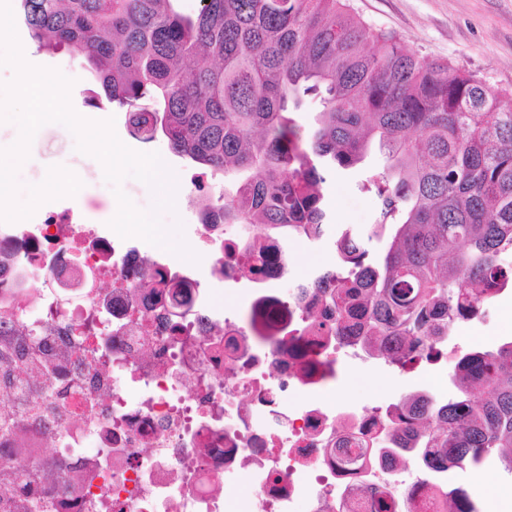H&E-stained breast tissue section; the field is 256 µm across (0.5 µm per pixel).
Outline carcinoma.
I'll return each instance as SVG.
<instances>
[{
    "label": "carcinoma",
    "mask_w": 512,
    "mask_h": 512,
    "mask_svg": "<svg viewBox=\"0 0 512 512\" xmlns=\"http://www.w3.org/2000/svg\"><path fill=\"white\" fill-rule=\"evenodd\" d=\"M17 2L39 47L84 57L91 103L125 111L144 143L163 135L200 175L224 176L215 201L196 183L200 223L333 242L335 263L312 279L329 314H308L304 328L336 347L394 364L437 359L458 320L512 287V91L419 58L347 0H209L193 15L176 0ZM309 95L321 110L306 129L296 114ZM374 146L388 165L359 187L376 198L375 223H330L323 184ZM383 240L378 253L372 243ZM0 327L19 336L1 357L50 371L29 325L6 312ZM452 383L453 399L414 393L390 405L362 454L411 455L439 472L495 457L512 473V340L457 356ZM43 409L1 400L0 434ZM29 478L0 456V512H52L48 495L15 496ZM434 493L371 508L481 512L462 488L442 482Z\"/></svg>",
    "instance_id": "carcinoma-1"
}]
</instances>
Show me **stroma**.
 Returning a JSON list of instances; mask_svg holds the SVG:
<instances>
[{"label": "stroma", "mask_w": 512, "mask_h": 512, "mask_svg": "<svg viewBox=\"0 0 512 512\" xmlns=\"http://www.w3.org/2000/svg\"><path fill=\"white\" fill-rule=\"evenodd\" d=\"M349 4L369 24L398 34L417 55L475 73L492 89L512 90V0H349ZM22 46L35 61L73 78L72 106L78 114L90 112L88 97L93 79L81 55L67 49H40L28 36L24 37ZM100 110L114 117L116 134L125 145L139 152L159 153L174 171L182 192V204L176 213H163L162 220L168 226L182 221L187 243L193 250H200L199 218L194 203L196 192L191 184L194 168L170 150L165 138L159 137L150 143L133 138L128 132L124 111L107 104L101 105ZM361 177V172L355 171L328 180L324 190L325 205L333 223L358 228L374 223L376 202L371 195L358 190L356 183ZM81 192L84 206H75L64 199L50 201L37 209L32 223H43L48 212L68 211L78 228L111 235L110 217L104 212L103 200L113 197L112 186L103 180H87ZM290 244L291 278L312 279L334 261L329 246L310 245L295 236L291 237ZM195 272L219 317L246 318L253 292L251 282L243 279L223 284L204 261L196 265ZM473 336L480 337L485 348L512 338V288L496 298L493 309L469 321L467 331L455 329L449 333V352L468 349ZM451 374L452 362L444 358L403 371L365 355L355 358L342 353L338 356L337 377L329 383L322 397L327 403H338L344 409L357 412L373 407L386 408L400 395L416 391L448 399L456 395Z\"/></svg>", "instance_id": "stroma-1"}]
</instances>
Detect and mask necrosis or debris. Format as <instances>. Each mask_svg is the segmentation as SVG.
Returning a JSON list of instances; mask_svg holds the SVG:
<instances>
[{
  "label": "necrosis or debris",
  "instance_id": "obj_1",
  "mask_svg": "<svg viewBox=\"0 0 512 512\" xmlns=\"http://www.w3.org/2000/svg\"><path fill=\"white\" fill-rule=\"evenodd\" d=\"M203 233L224 283L263 262L248 320L219 318L188 267L160 291L140 287L146 253L118 237H72L68 214L20 237L0 229V252L21 256L0 265V304L34 312L40 349L57 359L55 375L38 382L64 400L0 439V453L28 472L40 459L16 455L18 439L37 447L54 439L67 479L52 512H224L225 482L244 474L254 512H336L399 490L426 499L427 479L397 481L388 463H337L339 435L367 441L382 419L319 400L327 379L310 365L335 357V345L302 329L303 310L319 301L309 282L289 283L286 245L240 238L230 256L224 225ZM42 270L51 292L28 294L27 278ZM96 272L111 276V288L87 287ZM285 282L288 295L277 299ZM72 335L80 348L69 345ZM265 335L281 347L262 343Z\"/></svg>",
  "mask_w": 512,
  "mask_h": 512
}]
</instances>
